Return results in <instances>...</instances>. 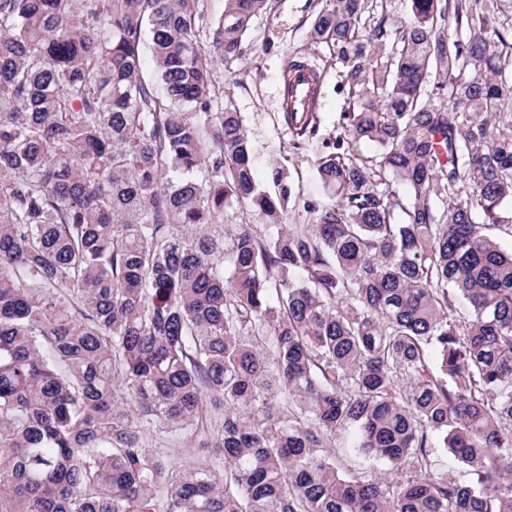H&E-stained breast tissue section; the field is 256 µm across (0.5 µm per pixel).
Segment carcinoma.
<instances>
[{"mask_svg":"<svg viewBox=\"0 0 512 512\" xmlns=\"http://www.w3.org/2000/svg\"><path fill=\"white\" fill-rule=\"evenodd\" d=\"M409 2L315 16L376 153L286 224L211 105L266 0L206 47L199 0H0V512H512V58L498 0ZM430 461L432 472L447 471L449 476L455 478L460 483L469 482V474L465 470L456 466L441 448L432 449Z\"/></svg>","mask_w":512,"mask_h":512,"instance_id":"obj_1","label":"carcinoma"}]
</instances>
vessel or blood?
<instances>
[{
	"mask_svg": "<svg viewBox=\"0 0 512 512\" xmlns=\"http://www.w3.org/2000/svg\"><path fill=\"white\" fill-rule=\"evenodd\" d=\"M321 80L318 70L308 62H288L280 85V98L282 110L288 115L289 129H297L319 112Z\"/></svg>",
	"mask_w": 512,
	"mask_h": 512,
	"instance_id": "b4317fda",
	"label": "vessel or blood"
}]
</instances>
